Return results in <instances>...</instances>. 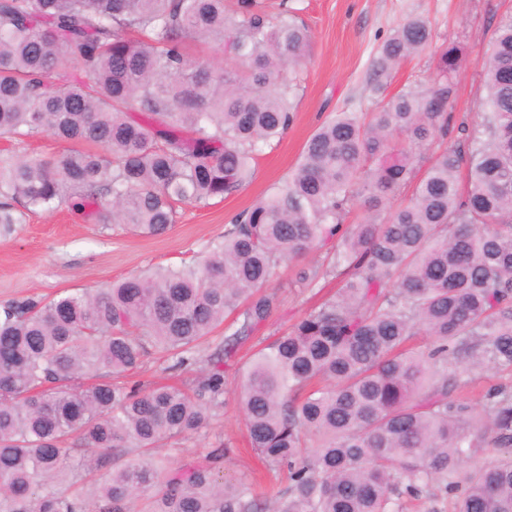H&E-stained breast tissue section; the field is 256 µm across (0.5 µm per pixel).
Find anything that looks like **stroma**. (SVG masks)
I'll return each instance as SVG.
<instances>
[{
  "label": "stroma",
  "mask_w": 512,
  "mask_h": 512,
  "mask_svg": "<svg viewBox=\"0 0 512 512\" xmlns=\"http://www.w3.org/2000/svg\"><path fill=\"white\" fill-rule=\"evenodd\" d=\"M269 13L280 5L293 10L312 34L310 55L301 74L294 102V119L287 132L258 158L251 181L223 201L183 206L176 224L163 234L140 235L123 227L94 223L61 208L27 216L12 235L0 236V308L27 298H50L82 289L102 288L112 281L157 265L191 261L210 241L220 239L238 212L272 189L291 172L315 130L339 111L368 112L375 106L371 92L372 60L392 31L407 17L424 18L433 35L431 48L403 61L388 79L389 94L431 82L436 46L454 44L463 51L456 73L455 93L448 105L451 129L447 137L424 149L431 158L458 145L460 131L478 133L485 121L486 90L479 63L498 25L512 16V0H266ZM311 252L281 264L267 284L281 304L262 329V336L286 332L317 298L299 288L297 272L315 264ZM239 378L227 377L226 405L203 433L182 439L169 452L180 463L195 459L215 438L230 441L236 453L226 473L254 475L263 485L276 484L248 446L239 415Z\"/></svg>",
  "instance_id": "obj_1"
}]
</instances>
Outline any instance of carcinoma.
<instances>
[{
    "label": "carcinoma",
    "instance_id": "1",
    "mask_svg": "<svg viewBox=\"0 0 512 512\" xmlns=\"http://www.w3.org/2000/svg\"><path fill=\"white\" fill-rule=\"evenodd\" d=\"M310 40L294 15L271 18L257 0H237L231 17L224 0H0V136L76 144L56 159L0 156V231L69 205L156 235L176 205L240 190L293 122ZM431 42L423 20L400 25L372 61L375 109L324 122L288 178L200 261L0 311V512H402L399 489L434 486L455 512H512V387L477 402L458 394L479 370H512V19L481 62L483 136L422 170L417 151L448 133L462 49L439 48L432 83L384 93ZM192 43L238 69L197 61ZM357 203L362 220L345 223ZM318 251L297 283L337 278L336 292L257 340L240 377L250 446L287 486L267 499L225 476L233 448L222 440L196 461L155 455L224 413L238 347L279 306L266 284L283 261ZM153 354L200 375L128 384ZM90 372L96 382L81 383ZM484 447L495 458L478 464Z\"/></svg>",
    "mask_w": 512,
    "mask_h": 512
}]
</instances>
